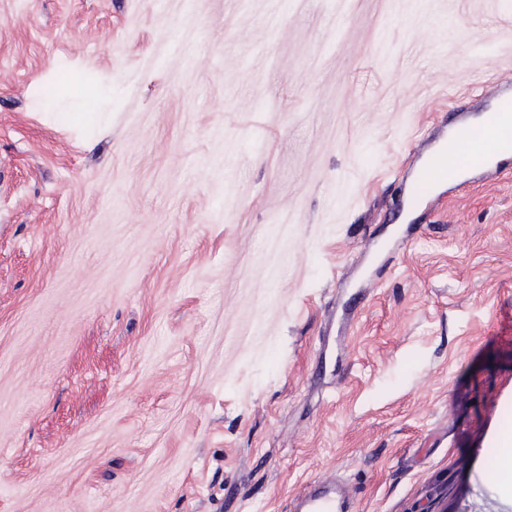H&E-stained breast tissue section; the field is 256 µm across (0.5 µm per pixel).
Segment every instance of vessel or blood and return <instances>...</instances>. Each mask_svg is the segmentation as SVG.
Returning <instances> with one entry per match:
<instances>
[{"mask_svg": "<svg viewBox=\"0 0 512 512\" xmlns=\"http://www.w3.org/2000/svg\"><path fill=\"white\" fill-rule=\"evenodd\" d=\"M488 116L492 119H512V82L500 88L488 110ZM481 131V125L476 123H449L447 132L439 137L437 145L425 150L422 161L412 171V192L407 201L408 210H416L425 195L435 187L456 178L459 173L491 174L512 161L511 133L499 136L490 152L460 158L459 148L475 140ZM299 501V512H344L338 505L336 485L332 482L301 495Z\"/></svg>", "mask_w": 512, "mask_h": 512, "instance_id": "1", "label": "vessel or blood"}]
</instances>
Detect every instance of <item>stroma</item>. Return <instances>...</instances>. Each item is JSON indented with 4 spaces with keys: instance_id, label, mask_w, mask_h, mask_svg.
Listing matches in <instances>:
<instances>
[{
    "instance_id": "obj_1",
    "label": "stroma",
    "mask_w": 512,
    "mask_h": 512,
    "mask_svg": "<svg viewBox=\"0 0 512 512\" xmlns=\"http://www.w3.org/2000/svg\"><path fill=\"white\" fill-rule=\"evenodd\" d=\"M511 77L512 0H0V512H512V163L401 213ZM300 509L296 512H344L338 507L335 481L325 483L298 497Z\"/></svg>"
}]
</instances>
